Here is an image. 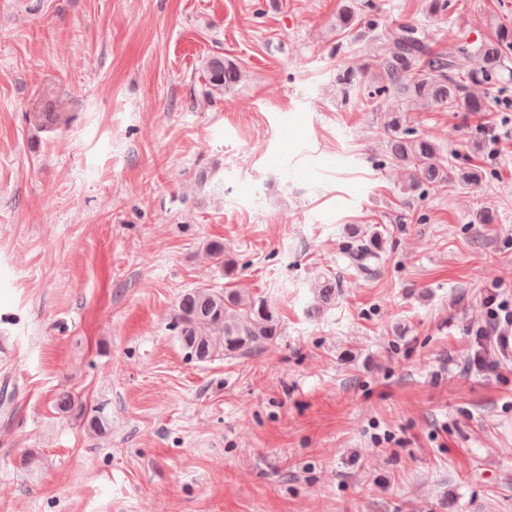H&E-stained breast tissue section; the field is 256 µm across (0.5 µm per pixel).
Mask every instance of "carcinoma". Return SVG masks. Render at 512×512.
<instances>
[{"label":"carcinoma","instance_id":"obj_1","mask_svg":"<svg viewBox=\"0 0 512 512\" xmlns=\"http://www.w3.org/2000/svg\"><path fill=\"white\" fill-rule=\"evenodd\" d=\"M366 2L350 3L338 14L336 27L351 30L363 23ZM378 55L372 67H346L336 74V91L344 98L352 91L374 100L392 97L397 108L390 113L387 129L389 157L407 172L401 186L404 194L426 195L448 186L453 178L463 186L482 179L483 168L472 166L456 172L448 169L442 148L408 125L407 113L447 109L451 112H482L485 96L475 86L512 82V57L503 38L476 48L464 37L455 39V50L436 52L428 34L414 21H403L383 29L372 26ZM208 85L229 91L242 78V69L234 61L215 57L207 66ZM382 240L378 229L362 236L350 249V267L361 274L374 272L373 248ZM212 262L234 275L235 264L228 258L224 242L213 240L205 249ZM316 308L336 299V279L324 277L315 287ZM280 320L262 296L247 295L237 288H197L180 298L174 329L186 358L196 362L211 360L222 350L226 356L244 355L279 335Z\"/></svg>","mask_w":512,"mask_h":512}]
</instances>
